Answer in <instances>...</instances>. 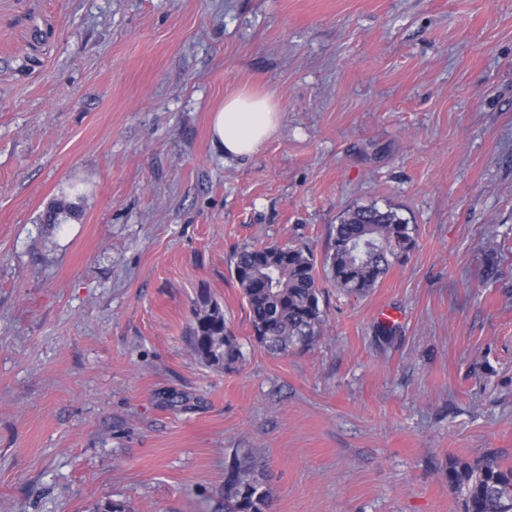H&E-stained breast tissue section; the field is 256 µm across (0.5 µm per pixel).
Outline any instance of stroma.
<instances>
[{
    "instance_id": "stroma-1",
    "label": "stroma",
    "mask_w": 512,
    "mask_h": 512,
    "mask_svg": "<svg viewBox=\"0 0 512 512\" xmlns=\"http://www.w3.org/2000/svg\"><path fill=\"white\" fill-rule=\"evenodd\" d=\"M237 91L281 113L245 160ZM370 205L411 251L362 295L318 268L320 336L267 352L234 252L323 259ZM237 450L271 512H461L450 459L512 465V0H0V512H224ZM280 115L269 95L232 94L214 113L213 139L226 158L253 156L276 132ZM189 343L195 356L212 368L233 371L244 359L242 345L228 328L222 306L208 296L195 307Z\"/></svg>"
}]
</instances>
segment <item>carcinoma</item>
<instances>
[{
	"label": "carcinoma",
	"mask_w": 512,
	"mask_h": 512,
	"mask_svg": "<svg viewBox=\"0 0 512 512\" xmlns=\"http://www.w3.org/2000/svg\"><path fill=\"white\" fill-rule=\"evenodd\" d=\"M73 211L60 199L49 207L43 224L54 228ZM412 245L409 225L396 212L357 206L341 216L323 266L339 287L362 294ZM232 261L257 343L282 354L306 347L320 335L323 320L313 253L290 245L246 246ZM189 343L195 356L212 368L232 371L244 359L222 306L208 296L195 307ZM447 475L463 512H512V466L504 465L497 453L472 461L451 460ZM269 506L266 475L256 458L248 452L234 454L224 466V512H268Z\"/></svg>",
	"instance_id": "1"
}]
</instances>
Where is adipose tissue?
<instances>
[{"label": "adipose tissue", "mask_w": 512, "mask_h": 512, "mask_svg": "<svg viewBox=\"0 0 512 512\" xmlns=\"http://www.w3.org/2000/svg\"><path fill=\"white\" fill-rule=\"evenodd\" d=\"M280 114L272 98L246 91L225 98L212 120L213 139L225 157L253 156L276 132Z\"/></svg>", "instance_id": "ef3b65f1"}]
</instances>
